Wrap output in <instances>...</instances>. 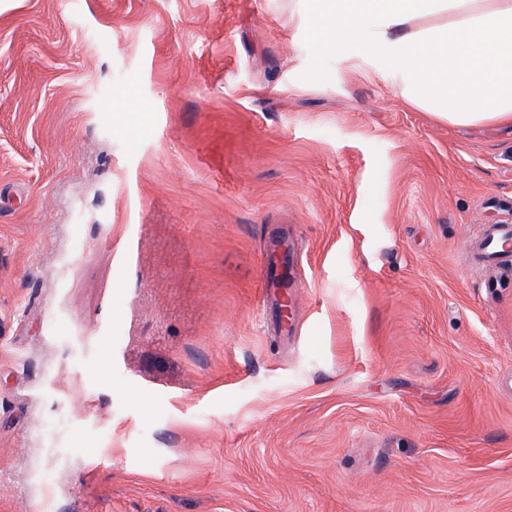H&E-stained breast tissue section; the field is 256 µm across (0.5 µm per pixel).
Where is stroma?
<instances>
[{"label": "stroma", "instance_id": "stroma-1", "mask_svg": "<svg viewBox=\"0 0 512 512\" xmlns=\"http://www.w3.org/2000/svg\"><path fill=\"white\" fill-rule=\"evenodd\" d=\"M506 222L512 130L303 0H11L0 512H512V286L467 263ZM284 264H288L292 274V281L288 279V282H284L280 287L276 279L280 280L281 274L277 272ZM263 273V286L267 296L270 298H277L278 294L282 292V289L280 288H288V297L290 298L299 288L298 282L293 273V261L290 252L288 250L287 259L285 251L282 250L281 244L274 245Z\"/></svg>", "mask_w": 512, "mask_h": 512}]
</instances>
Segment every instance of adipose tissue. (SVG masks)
<instances>
[{
  "mask_svg": "<svg viewBox=\"0 0 512 512\" xmlns=\"http://www.w3.org/2000/svg\"><path fill=\"white\" fill-rule=\"evenodd\" d=\"M305 13L320 49L357 47L407 104L512 126V0H306Z\"/></svg>",
  "mask_w": 512,
  "mask_h": 512,
  "instance_id": "adipose-tissue-1",
  "label": "adipose tissue"
}]
</instances>
